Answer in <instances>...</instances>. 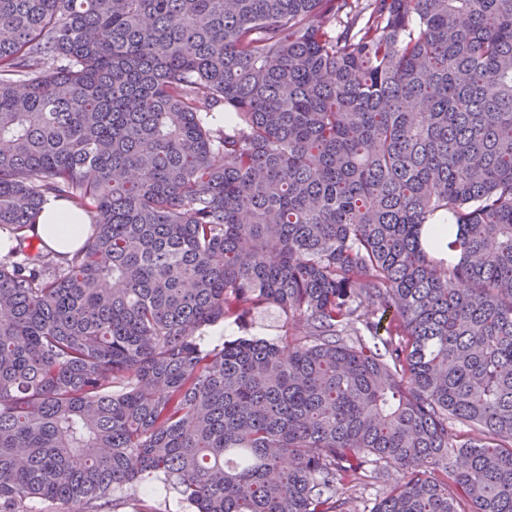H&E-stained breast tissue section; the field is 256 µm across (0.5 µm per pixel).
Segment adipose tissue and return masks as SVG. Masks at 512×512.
I'll use <instances>...</instances> for the list:
<instances>
[{
	"label": "adipose tissue",
	"mask_w": 512,
	"mask_h": 512,
	"mask_svg": "<svg viewBox=\"0 0 512 512\" xmlns=\"http://www.w3.org/2000/svg\"><path fill=\"white\" fill-rule=\"evenodd\" d=\"M87 224L85 215L71 211L65 202L56 200L44 206L31 232L38 235L54 251L65 255L83 244Z\"/></svg>",
	"instance_id": "1"
}]
</instances>
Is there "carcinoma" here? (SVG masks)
Wrapping results in <instances>:
<instances>
[{
	"label": "carcinoma",
	"mask_w": 512,
	"mask_h": 512,
	"mask_svg": "<svg viewBox=\"0 0 512 512\" xmlns=\"http://www.w3.org/2000/svg\"><path fill=\"white\" fill-rule=\"evenodd\" d=\"M0 235V512H512V0H0ZM88 223L85 215L71 211L65 202L48 201L29 234L38 235L54 251L66 255L83 244ZM293 325L275 308L261 309L238 321L234 318L224 323L209 327L205 341L210 344L222 343L224 339H233L239 336H256L268 340L280 339L292 333ZM139 497L144 502H134L126 499L117 501V506L112 509V512H133L139 509L155 510L157 512H189L186 505L175 494L168 495L166 498L163 493L154 496L139 494Z\"/></svg>",
	"instance_id": "carcinoma-1"
}]
</instances>
